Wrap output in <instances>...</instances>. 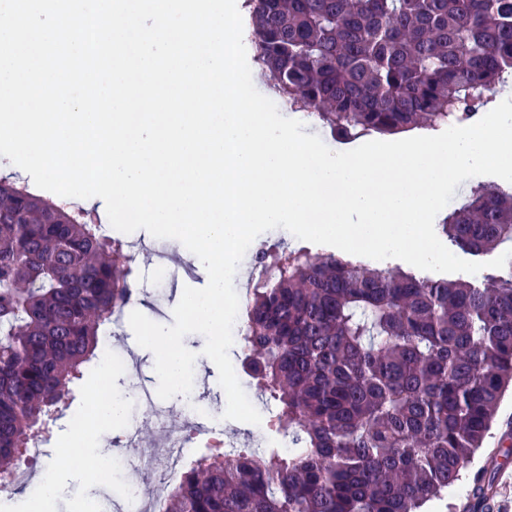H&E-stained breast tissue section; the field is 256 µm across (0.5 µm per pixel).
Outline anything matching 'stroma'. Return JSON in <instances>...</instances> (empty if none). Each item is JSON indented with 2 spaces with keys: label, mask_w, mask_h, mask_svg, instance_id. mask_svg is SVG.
<instances>
[{
  "label": "stroma",
  "mask_w": 512,
  "mask_h": 512,
  "mask_svg": "<svg viewBox=\"0 0 512 512\" xmlns=\"http://www.w3.org/2000/svg\"><path fill=\"white\" fill-rule=\"evenodd\" d=\"M131 240L137 243V253L140 257L138 264L134 265L131 280L136 288L133 307L145 310L149 319L173 324V309L178 303V296L184 287H204L207 283L205 272L189 257L181 256L177 249H170L168 256L157 255L156 249L160 244L158 238L147 231L138 230L130 235ZM165 265L172 271L173 276L163 281H154V271L157 265ZM185 346L197 354L194 365V379L196 392L193 407L200 414L203 423L195 439L197 453L207 452L211 438L208 434L207 422L210 417L222 418L224 434L237 442L239 447L253 448L266 443L268 428L265 424L270 418L272 407L267 404L256 389L253 379L242 366L245 352L240 346H232L229 352L235 373L249 397L251 403L260 412L263 422L259 425L223 419L222 414L226 408L224 391L218 383V372L202 349L205 339L202 335L193 333L184 339ZM98 350L108 352L109 356L120 357L125 371L119 374L112 386V392L118 396H129L130 378L136 377L146 385L149 390H156L158 378L154 370V355L151 351L140 347L129 325L128 315H121L117 324L102 327L97 336ZM98 376L97 363H90L83 371V376L77 380L70 394V407L63 417L51 424L46 435L45 443L51 448V456L45 457L32 468V476H40L48 469H55L63 479L66 488L63 494L57 497L51 505L52 512H89L91 504L88 500L89 486L84 478L65 461L56 457L66 424L68 421L78 419L88 410L91 400V388ZM512 449V392H506L502 399L496 420L487 434L481 448L476 452L470 463L469 471L474 475L485 476L494 484L492 494H489L480 510H473L469 497V481H460L448 495L441 500L429 503L424 512H498L501 505L512 500V492L497 481L498 473L502 468H512V456H505V449Z\"/></svg>",
  "instance_id": "1"
}]
</instances>
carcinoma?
I'll return each instance as SVG.
<instances>
[{"label":"carcinoma","mask_w":512,"mask_h":512,"mask_svg":"<svg viewBox=\"0 0 512 512\" xmlns=\"http://www.w3.org/2000/svg\"><path fill=\"white\" fill-rule=\"evenodd\" d=\"M278 94L336 134L475 120L512 74V0H251ZM0 183V475L61 412L98 329L132 304L125 243ZM437 229L491 254L512 187L476 186ZM246 365L291 449L216 448L161 512H421L463 478L512 387V273L429 281L301 248L255 254Z\"/></svg>","instance_id":"cac0c4a2"}]
</instances>
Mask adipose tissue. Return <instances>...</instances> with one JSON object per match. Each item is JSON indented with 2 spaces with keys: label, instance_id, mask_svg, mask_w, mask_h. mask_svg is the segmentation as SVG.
<instances>
[{
  "label": "adipose tissue",
  "instance_id": "1",
  "mask_svg": "<svg viewBox=\"0 0 512 512\" xmlns=\"http://www.w3.org/2000/svg\"><path fill=\"white\" fill-rule=\"evenodd\" d=\"M98 376L100 385L93 390L90 412L70 423L62 444L63 457L94 482L100 481L108 468L107 459L97 454V446L112 429L125 423L124 403L108 389L114 377L109 361H101Z\"/></svg>",
  "mask_w": 512,
  "mask_h": 512
}]
</instances>
